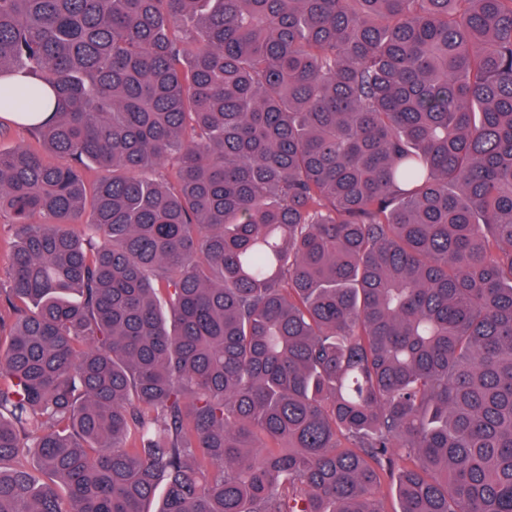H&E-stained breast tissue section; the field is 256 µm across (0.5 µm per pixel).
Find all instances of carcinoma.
<instances>
[{
    "instance_id": "carcinoma-1",
    "label": "carcinoma",
    "mask_w": 512,
    "mask_h": 512,
    "mask_svg": "<svg viewBox=\"0 0 512 512\" xmlns=\"http://www.w3.org/2000/svg\"><path fill=\"white\" fill-rule=\"evenodd\" d=\"M6 77L0 512H512V0H0Z\"/></svg>"
}]
</instances>
